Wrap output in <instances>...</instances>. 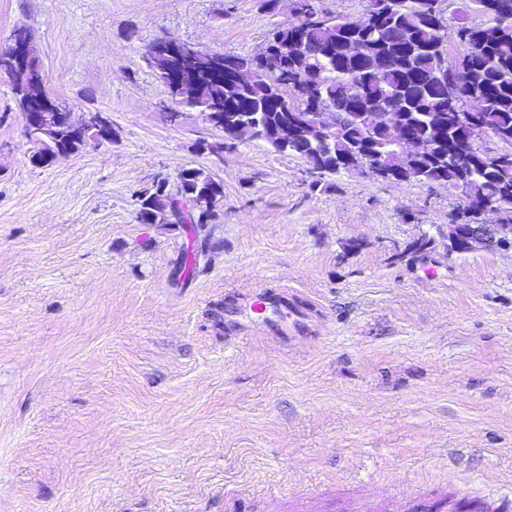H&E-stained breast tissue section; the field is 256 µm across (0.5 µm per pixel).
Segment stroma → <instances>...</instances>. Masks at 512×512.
I'll use <instances>...</instances> for the list:
<instances>
[{
  "label": "stroma",
  "instance_id": "35a3bbf8",
  "mask_svg": "<svg viewBox=\"0 0 512 512\" xmlns=\"http://www.w3.org/2000/svg\"><path fill=\"white\" fill-rule=\"evenodd\" d=\"M293 0H0L48 95L111 142L32 163L0 73V512H430L512 498V250L407 251L459 190L224 134L149 64L163 37L252 56ZM224 185L211 224H142L157 173ZM199 251L193 275L183 254ZM265 287L309 321L224 335Z\"/></svg>",
  "mask_w": 512,
  "mask_h": 512
}]
</instances>
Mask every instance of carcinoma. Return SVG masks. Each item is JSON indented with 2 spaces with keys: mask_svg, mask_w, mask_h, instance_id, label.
<instances>
[{
  "mask_svg": "<svg viewBox=\"0 0 512 512\" xmlns=\"http://www.w3.org/2000/svg\"><path fill=\"white\" fill-rule=\"evenodd\" d=\"M382 2L384 16L370 27L354 30L348 18L330 15L320 0H303L301 23L309 53L297 59L280 55L278 71L269 76L256 57L233 56L238 68L252 72L255 81L228 111L256 112L265 123L277 125L303 108L296 93L297 83L303 81L317 82L319 97L338 107L356 95L382 103L403 92L408 107L401 116L426 135L431 150L409 160L380 138L374 140L376 153L388 160L401 181L444 185L481 196L500 210V222L512 224V150L490 156L479 143V131L489 130L501 142L512 144V21L502 23L494 16L495 0H469L473 12L489 14L492 19L485 24V40L479 45L473 44L469 22L461 20L457 25L461 51L450 61L445 55V33L441 32L446 21L440 4L445 0ZM349 42L369 54H393L398 64L388 74L368 71L361 67L357 55H344ZM442 69L459 70L468 77L469 115L463 119L448 106L445 87L430 80L432 73ZM41 74L34 51L26 70L11 81L16 105H21L25 84ZM222 103L224 85L204 83L184 105L205 113ZM369 124L366 114L340 119L338 126L343 132L336 141L327 145L316 140L297 141L288 149L309 161L311 191L327 189L324 178L330 174L357 169L358 163L347 156V142L364 137ZM164 182L166 179L157 175L136 195L139 223L206 224L216 216L224 185L211 173L188 167L166 189ZM190 195H209L211 199L205 200L202 212L184 218L176 213L174 203Z\"/></svg>",
  "mask_w": 512,
  "mask_h": 512,
  "instance_id": "carcinoma-1",
  "label": "carcinoma"
}]
</instances>
